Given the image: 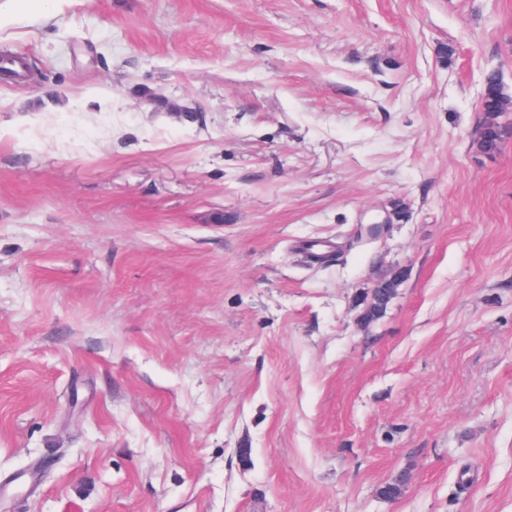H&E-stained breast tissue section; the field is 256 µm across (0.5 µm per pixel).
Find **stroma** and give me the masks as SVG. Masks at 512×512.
<instances>
[{
	"label": "stroma",
	"instance_id": "1",
	"mask_svg": "<svg viewBox=\"0 0 512 512\" xmlns=\"http://www.w3.org/2000/svg\"><path fill=\"white\" fill-rule=\"evenodd\" d=\"M2 55L0 512H512V0H68ZM507 96H509V94L502 84L499 73L496 71L488 72L484 78V107L488 110H492L497 107L502 97L505 98ZM485 124H497V114L485 113ZM485 124L482 123L479 129L477 146L485 154H495L501 146L506 131L500 123L495 129L488 128ZM404 277L405 272L399 271L392 279L385 277L376 282L374 288L371 289V294L367 298L368 305L360 317V323L363 326H369L384 314L393 296V293L390 292L391 282L394 280L402 281Z\"/></svg>",
	"mask_w": 512,
	"mask_h": 512
}]
</instances>
